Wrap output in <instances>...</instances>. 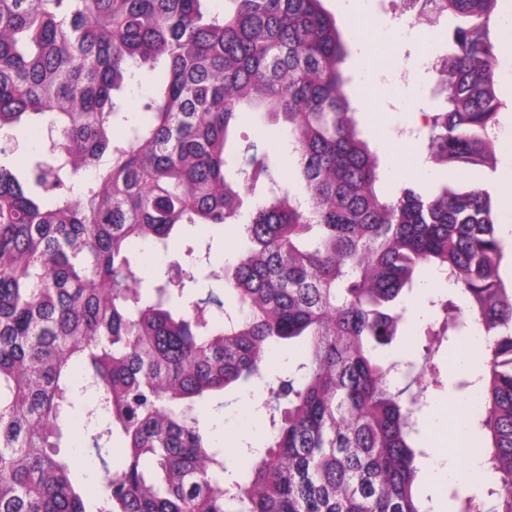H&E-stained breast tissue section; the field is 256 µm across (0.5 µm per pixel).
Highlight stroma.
Here are the masks:
<instances>
[{"instance_id":"obj_1","label":"stroma","mask_w":512,"mask_h":512,"mask_svg":"<svg viewBox=\"0 0 512 512\" xmlns=\"http://www.w3.org/2000/svg\"><path fill=\"white\" fill-rule=\"evenodd\" d=\"M323 6L335 20L346 45L341 70L347 80L345 92L356 110L358 129L379 156L382 187L396 192L412 181L413 175L408 169L394 165V155L403 151L420 156L424 147L396 140L395 131L413 126L419 109L429 112L445 109L447 91L434 78L403 84L395 80L394 74L402 69H421L426 59L450 53L457 21L449 15L440 16L428 22L420 21L409 31L402 25L401 0H323ZM367 15L374 18V28L354 30L352 19ZM494 69L502 102L495 132L512 140V55H497ZM236 133L263 140L283 156L284 166H291L282 126L269 122L264 114L245 113ZM494 177V172L487 169L450 172L433 165L421 181L435 188L446 184L463 190L484 186ZM424 280L427 288L407 304L398 341L384 353L387 360L401 359L409 352L423 354L430 344L425 326L433 320L434 313L428 296L446 295L448 287L432 270L425 271ZM205 420L218 445L229 449L262 446L270 433L267 417L260 407V394L254 388L229 396L223 411L207 414Z\"/></svg>"}]
</instances>
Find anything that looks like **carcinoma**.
I'll list each match as a JSON object with an SVG mask.
<instances>
[{
	"instance_id": "1",
	"label": "carcinoma",
	"mask_w": 512,
	"mask_h": 512,
	"mask_svg": "<svg viewBox=\"0 0 512 512\" xmlns=\"http://www.w3.org/2000/svg\"><path fill=\"white\" fill-rule=\"evenodd\" d=\"M0 0V136L47 129L26 170L0 150V512H431L414 488L411 413L434 373L385 364L398 304L448 274L427 335L487 342L469 428L495 475L457 512H512V282L490 194L411 182L384 195L344 91L345 49L322 0ZM497 0H422L459 20L440 59L446 110L423 113L428 159L493 169L501 102ZM167 75L124 111L138 69ZM244 110L281 124L302 189ZM91 183L84 184L87 173ZM185 224L239 226L224 273ZM177 262L145 277L133 247ZM301 360L266 381V352ZM263 386L258 459L219 448L201 412ZM84 420L99 491L61 452Z\"/></svg>"
}]
</instances>
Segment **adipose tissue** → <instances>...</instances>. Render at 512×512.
Segmentation results:
<instances>
[{
	"label": "adipose tissue",
	"instance_id": "ef3b65f1",
	"mask_svg": "<svg viewBox=\"0 0 512 512\" xmlns=\"http://www.w3.org/2000/svg\"><path fill=\"white\" fill-rule=\"evenodd\" d=\"M465 406V401L460 398L449 401L430 436L435 457L445 464L449 474L464 489L487 479L480 466L481 449L467 427Z\"/></svg>",
	"mask_w": 512,
	"mask_h": 512
}]
</instances>
